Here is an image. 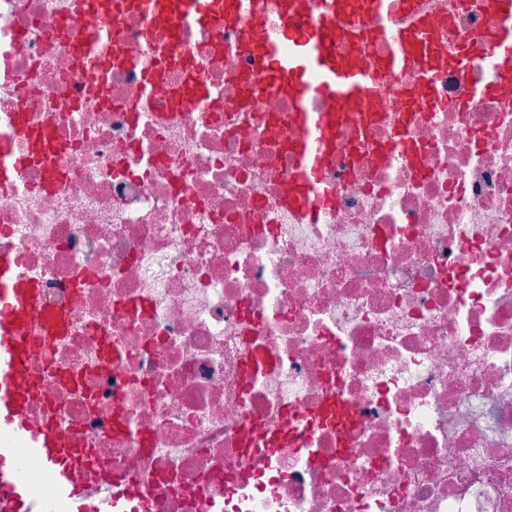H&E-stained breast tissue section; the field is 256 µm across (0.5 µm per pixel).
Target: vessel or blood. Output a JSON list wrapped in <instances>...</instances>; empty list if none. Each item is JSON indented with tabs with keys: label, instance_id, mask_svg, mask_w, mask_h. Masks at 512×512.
<instances>
[{
	"label": "vessel or blood",
	"instance_id": "b4317fda",
	"mask_svg": "<svg viewBox=\"0 0 512 512\" xmlns=\"http://www.w3.org/2000/svg\"><path fill=\"white\" fill-rule=\"evenodd\" d=\"M276 20L269 26L253 20L257 0H225L221 14H214L211 0H79L83 13L109 21L112 11L135 9L144 17L145 32L167 21L188 17L208 26L222 19L237 33V53L257 59L259 74H237L245 95L260 88L295 98L291 114L297 135L291 143L297 166L288 179L287 200L300 205L306 221L318 220L330 205V196L318 181L323 153L335 142L336 115L309 112L307 97L332 98L337 106L364 105L379 89L385 75L408 66H423L421 96L414 107L430 103L428 89L434 78L426 63L446 56L445 43L426 33L422 26L401 27L384 14L385 0H317L314 13L297 8L294 0H272ZM383 41L386 56L370 63L346 65L335 53L337 44L359 49ZM492 61L504 72L509 87L504 99L512 103V31L500 30ZM62 315L40 308L38 290L25 276L17 257L0 256V429L25 447V456L0 446V512H39L40 504L18 476L22 458L52 467L62 493L77 503L92 499L93 491L71 485L63 458L96 466L103 495L108 502L133 499L147 502L148 491L119 468L97 462L79 437L62 438L55 419L34 426L27 407L36 395V381L26 366L27 340L18 325H39L42 331L56 329Z\"/></svg>",
	"mask_w": 512,
	"mask_h": 512
}]
</instances>
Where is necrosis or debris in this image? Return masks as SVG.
I'll list each match as a JSON object with an SVG mask.
<instances>
[{"mask_svg": "<svg viewBox=\"0 0 512 512\" xmlns=\"http://www.w3.org/2000/svg\"><path fill=\"white\" fill-rule=\"evenodd\" d=\"M448 57L434 102L397 126L389 77L367 120L345 113L322 156L335 204L313 224L283 201L290 114L276 94L238 111L217 53L231 29L192 28L194 71L135 66L87 91L95 24L75 0H0V140L44 130L51 163L0 184V254L21 256L66 326L31 340L30 423L55 416L140 481L147 512H512V106L458 100L497 71L479 51L492 0H422ZM120 53L164 48L117 14ZM197 75L218 101L176 94ZM22 477L73 512L47 466Z\"/></svg>", "mask_w": 512, "mask_h": 512, "instance_id": "necrosis-or-debris-1", "label": "necrosis or debris"}]
</instances>
